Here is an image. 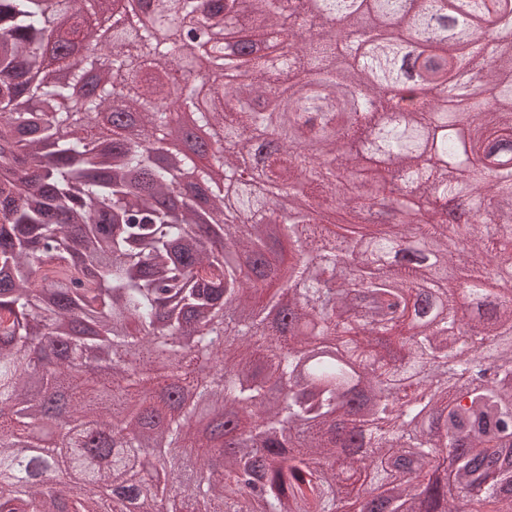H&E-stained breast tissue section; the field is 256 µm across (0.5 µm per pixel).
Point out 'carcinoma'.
Here are the masks:
<instances>
[{"label":"carcinoma","mask_w":512,"mask_h":512,"mask_svg":"<svg viewBox=\"0 0 512 512\" xmlns=\"http://www.w3.org/2000/svg\"><path fill=\"white\" fill-rule=\"evenodd\" d=\"M236 2L140 0L204 7L216 74L242 71L201 105L144 76L182 80L181 31L160 42L94 0H0V512H164L146 463L170 465L175 512H512V289L480 286L512 264V0H314L339 33L310 39L281 0L227 26ZM285 29L288 57L264 53ZM411 41L429 44L422 89L392 103L391 49ZM187 111L224 149L189 148L181 183L156 156ZM371 137L386 177L353 151ZM294 191L305 210L279 213L272 196ZM207 209L233 250L201 237ZM231 300L244 321L224 319ZM91 350L112 360L87 377L96 404L72 376ZM34 380L69 420L21 458L15 440L56 422ZM214 407L224 424L193 434ZM150 423L168 463L139 441ZM61 468L71 483L47 492Z\"/></svg>","instance_id":"cac0c4a2"}]
</instances>
